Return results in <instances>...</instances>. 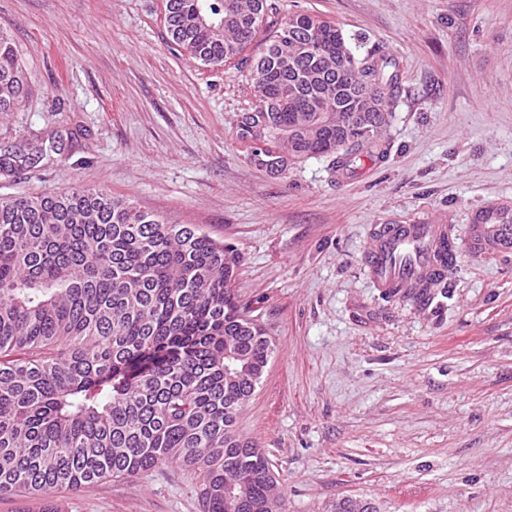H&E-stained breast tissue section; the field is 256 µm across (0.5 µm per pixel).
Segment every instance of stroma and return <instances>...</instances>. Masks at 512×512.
<instances>
[{
	"mask_svg": "<svg viewBox=\"0 0 512 512\" xmlns=\"http://www.w3.org/2000/svg\"><path fill=\"white\" fill-rule=\"evenodd\" d=\"M395 59L384 154L349 175L311 157L273 175L236 137L248 67L166 41L163 0H0L28 93L0 113V198L103 189L241 254L234 289L274 345L234 432L262 448L283 512H512V249L473 247L512 206V0H271ZM452 225L429 305L372 285L382 224ZM173 464L51 498L61 512H201Z\"/></svg>",
	"mask_w": 512,
	"mask_h": 512,
	"instance_id": "stroma-1",
	"label": "stroma"
}]
</instances>
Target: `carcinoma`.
I'll list each match as a JSON object with an SVG mask.
<instances>
[{"label": "carcinoma", "mask_w": 512, "mask_h": 512, "mask_svg": "<svg viewBox=\"0 0 512 512\" xmlns=\"http://www.w3.org/2000/svg\"><path fill=\"white\" fill-rule=\"evenodd\" d=\"M170 43L238 66L268 0H164ZM396 63L351 53L335 23L293 13L251 60L238 139L264 169L381 141ZM26 92L0 30V112ZM234 247L104 190L0 200V493L51 492L175 462L203 475L202 512H280L269 457L231 429L273 353L233 283Z\"/></svg>", "instance_id": "cac0c4a2"}]
</instances>
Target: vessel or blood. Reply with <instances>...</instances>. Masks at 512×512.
<instances>
[{
  "mask_svg": "<svg viewBox=\"0 0 512 512\" xmlns=\"http://www.w3.org/2000/svg\"><path fill=\"white\" fill-rule=\"evenodd\" d=\"M450 231V225L434 222L382 225L370 241L367 257L375 288L433 299L448 274Z\"/></svg>",
  "mask_w": 512,
  "mask_h": 512,
  "instance_id": "vessel-or-blood-1",
  "label": "vessel or blood"
}]
</instances>
